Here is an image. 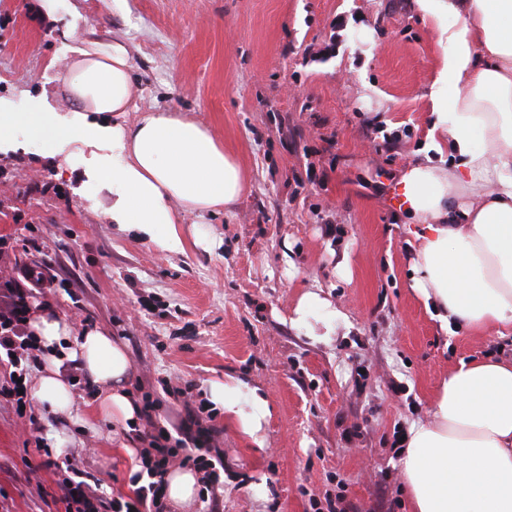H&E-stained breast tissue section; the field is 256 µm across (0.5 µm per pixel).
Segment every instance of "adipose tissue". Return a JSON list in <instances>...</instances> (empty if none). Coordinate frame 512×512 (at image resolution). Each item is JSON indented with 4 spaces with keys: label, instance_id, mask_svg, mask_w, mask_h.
I'll list each match as a JSON object with an SVG mask.
<instances>
[{
    "label": "adipose tissue",
    "instance_id": "adipose-tissue-1",
    "mask_svg": "<svg viewBox=\"0 0 512 512\" xmlns=\"http://www.w3.org/2000/svg\"><path fill=\"white\" fill-rule=\"evenodd\" d=\"M444 49L430 97L434 151L409 165L403 195L408 286L431 306L441 329L512 334V0H414ZM126 44L87 28L60 64L66 113L44 105L0 114V145L18 130L45 153L66 142L88 149L89 170L112 192L109 212L133 230L180 253L177 226L230 211L247 182L236 157L211 129L184 113L153 108L127 120L142 93ZM346 321L321 287L299 297L287 322L327 343ZM31 329L44 352L31 390L56 419L79 421L71 369L98 392L96 414L130 432L140 406L128 380L125 346L106 330L75 328L62 313L35 306ZM210 400L254 443L270 415L261 387L233 377L213 382ZM401 469L413 512H512V360H462L436 393L429 420L413 423Z\"/></svg>",
    "mask_w": 512,
    "mask_h": 512
}]
</instances>
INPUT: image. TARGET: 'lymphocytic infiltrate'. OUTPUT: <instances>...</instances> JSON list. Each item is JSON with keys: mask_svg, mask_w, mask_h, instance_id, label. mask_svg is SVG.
Listing matches in <instances>:
<instances>
[{"mask_svg": "<svg viewBox=\"0 0 512 512\" xmlns=\"http://www.w3.org/2000/svg\"><path fill=\"white\" fill-rule=\"evenodd\" d=\"M159 404L151 396L142 399V428L136 429L135 437L142 448L139 461L142 474L133 475L136 489L131 499L117 498L104 501L95 494L85 481L67 480L63 485V501L72 512H160L164 499L165 476L172 464L192 465L202 472L205 484L220 480L217 470L223 462L222 452L211 453L203 448V441L213 438L216 429L213 417L206 405L188 410L178 432H170L159 426Z\"/></svg>", "mask_w": 512, "mask_h": 512, "instance_id": "obj_1", "label": "lymphocytic infiltrate"}]
</instances>
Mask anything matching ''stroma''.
<instances>
[{
  "instance_id": "obj_1",
  "label": "stroma",
  "mask_w": 512,
  "mask_h": 512,
  "mask_svg": "<svg viewBox=\"0 0 512 512\" xmlns=\"http://www.w3.org/2000/svg\"><path fill=\"white\" fill-rule=\"evenodd\" d=\"M95 27L130 49L143 95L207 124L247 175L238 205L212 218L215 245L162 250L108 213L111 191L89 176L77 143L50 156L26 132L0 149V280H21V252L52 280L28 303L126 347L131 385L160 400L176 427L225 376L262 387L271 407L262 443L213 409L224 451L217 504L198 491L188 512H312L343 493L358 512H410L400 446L459 360L502 356L492 332H446L408 287L410 248L396 196L426 148L429 88L443 50L412 0H0V112L47 99L52 59ZM347 268H339L340 259ZM320 284L348 317L331 344L288 326ZM0 358V512H65L58 467L69 462L104 500L129 497L137 463L94 419L97 398L75 387L83 423L55 422L44 402L17 408L5 388L30 385ZM66 432V454L51 435Z\"/></svg>"
}]
</instances>
